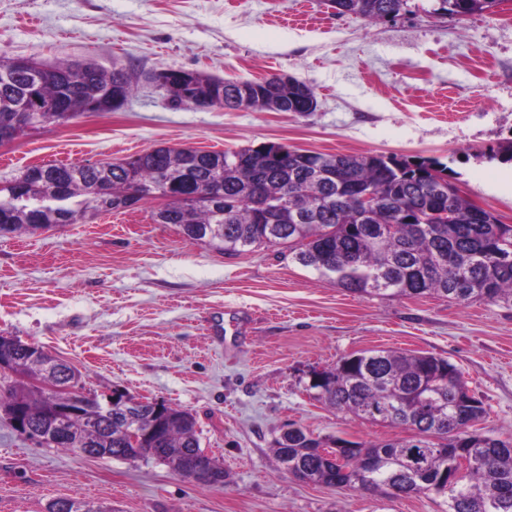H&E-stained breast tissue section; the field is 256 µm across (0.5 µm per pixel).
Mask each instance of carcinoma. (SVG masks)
<instances>
[{"label":"carcinoma","instance_id":"carcinoma-1","mask_svg":"<svg viewBox=\"0 0 512 512\" xmlns=\"http://www.w3.org/2000/svg\"><path fill=\"white\" fill-rule=\"evenodd\" d=\"M336 15L368 22L397 16L408 0H332ZM433 12L463 19L493 14L502 0H429ZM249 80H227L195 73L190 87L172 80L165 88L178 106L193 100H215L221 109L269 111V102L243 98ZM132 81L123 67L94 66L86 72L75 64H38L28 70L0 60V119L31 98L39 102V125L66 122L67 114L84 106L112 111V101L128 98ZM266 91L281 102L283 112H308L316 100L312 87L291 78H266ZM317 168L341 170L340 182L315 183ZM444 183L452 207L434 192ZM180 198L157 208V224H175L187 239L226 252L246 247L284 245L304 267L321 279L361 296H437L458 303L483 300L512 304V225L460 194L448 179V167L437 160L397 155H341L315 152L276 161L266 145L224 151L157 146L128 162L44 164L25 169L22 184L0 187V224L6 232L35 233L34 226L54 227L55 217L93 218L101 212L132 208L161 197L167 184ZM369 194L374 207L361 212L356 197ZM297 206L301 218L291 213ZM20 379L0 391V410L21 401L39 427L56 398L29 387L38 362L17 355ZM324 373L312 385L332 408L399 428L409 436L393 442L354 443L337 458L318 448L335 436L311 439L307 430L286 432L275 452L288 472L304 471V480L331 484L390 498L433 492L443 497L442 512H512V438H481L469 430L485 417L482 400L468 396L461 371L449 360L393 349L367 350ZM85 413L70 419L81 435L95 432L102 454L123 460L151 459L182 475V462L199 460L207 468L220 464L200 447L193 414L169 406L158 422L160 439L131 442L122 424L98 416V399L82 397ZM457 429V440L473 464L456 473L451 454L430 440L437 423Z\"/></svg>","mask_w":512,"mask_h":512}]
</instances>
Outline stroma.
Masks as SVG:
<instances>
[{"mask_svg": "<svg viewBox=\"0 0 512 512\" xmlns=\"http://www.w3.org/2000/svg\"><path fill=\"white\" fill-rule=\"evenodd\" d=\"M426 0L377 23L329 0H0V59L91 60L133 70L122 108L45 124L0 145V183L27 166L118 161L157 145L220 151L283 143L327 154L438 159L463 196L512 224V0L495 14L428 15ZM285 74L311 85V114L173 105L149 73ZM150 206L36 234L0 233V336L196 417L224 468L202 487L154 460L92 458L35 444L0 417V512L80 498L112 512H441L433 493L388 498L289 475L275 442L295 424L379 443L401 430L331 408L314 369L375 348L448 359L488 409L476 429L512 436V306L432 296L361 297L318 278L283 245L227 254L150 219Z\"/></svg>", "mask_w": 512, "mask_h": 512, "instance_id": "1", "label": "stroma"}]
</instances>
